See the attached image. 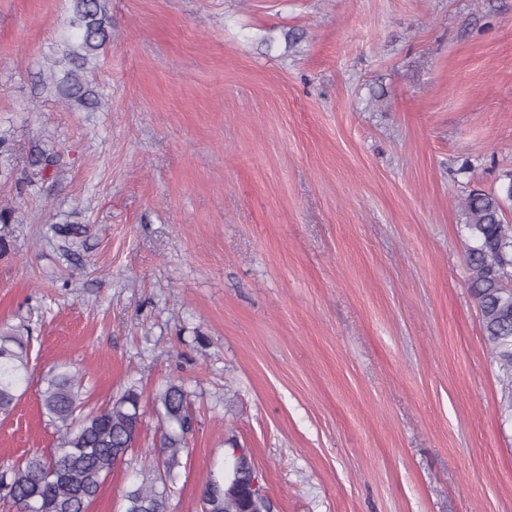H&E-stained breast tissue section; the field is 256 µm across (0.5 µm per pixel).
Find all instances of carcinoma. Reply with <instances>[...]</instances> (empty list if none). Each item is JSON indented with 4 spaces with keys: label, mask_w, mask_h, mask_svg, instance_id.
<instances>
[{
    "label": "carcinoma",
    "mask_w": 512,
    "mask_h": 512,
    "mask_svg": "<svg viewBox=\"0 0 512 512\" xmlns=\"http://www.w3.org/2000/svg\"><path fill=\"white\" fill-rule=\"evenodd\" d=\"M69 25L74 38L64 43L58 70L50 74L58 97L87 105L93 90L83 73L112 37L108 0H70ZM512 200V181L505 196L470 192L462 202L469 288L478 301L486 343L507 389L503 412L512 416V222L504 203ZM28 343L0 336V413L7 415L21 397L29 375ZM40 391L42 414L59 433L50 451H34L23 463L0 471V499L15 512H85L96 500L114 468L140 443L144 411L130 387L103 406H90V389L80 373L66 365L52 368ZM161 419L159 447L149 458V476L128 490L125 512H168L165 494L156 484L171 482L188 454L195 416L185 386L169 380L152 398ZM230 470L222 480H208L201 492L202 512H269L265 495L252 489L256 471L244 449L232 448Z\"/></svg>",
    "instance_id": "obj_1"
}]
</instances>
